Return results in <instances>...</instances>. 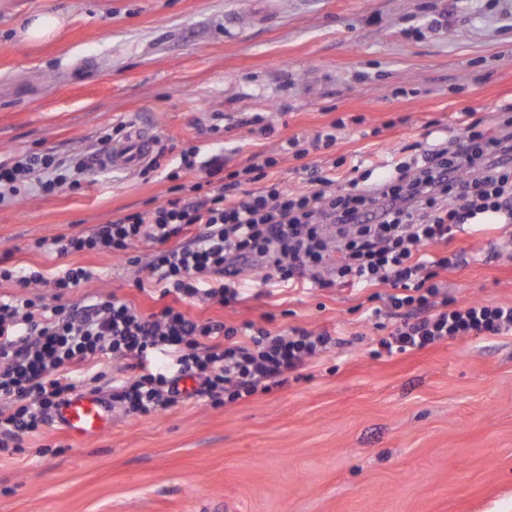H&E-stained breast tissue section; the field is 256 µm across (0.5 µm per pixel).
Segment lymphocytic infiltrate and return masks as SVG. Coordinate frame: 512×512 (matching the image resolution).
Masks as SVG:
<instances>
[{"label":"lymphocytic infiltrate","instance_id":"obj_1","mask_svg":"<svg viewBox=\"0 0 512 512\" xmlns=\"http://www.w3.org/2000/svg\"><path fill=\"white\" fill-rule=\"evenodd\" d=\"M473 114L463 111V137L418 147L407 163L387 159L376 182L352 178L344 187L334 170L307 161L310 149L335 145L339 121L313 138L286 139L282 151L300 160L308 185L301 192L263 186L274 157L259 152L229 172L221 156L201 162L192 147L182 154L181 170L166 174L172 187L165 202L90 232L37 240L35 249L59 256L93 252L126 261L137 244L154 245L136 285L157 288L175 302L148 315L114 294L53 305L36 288L51 283L60 299L95 279L96 271L66 267L47 276L34 268L0 270V278L18 289L0 297V454L19 451L74 391L103 378L107 359L122 362L107 378L110 399L133 416L192 400L220 407L283 385L287 373L329 349V334L302 327L275 333L251 322L229 326L183 309L238 301L241 276L253 267L265 269L264 282L273 287L296 290L309 282L371 289L369 318L387 310L401 314L378 341L382 354L512 333V305L449 307L436 277L460 256L430 251L464 226L481 232L512 223V104L499 108L491 130H480ZM89 166L81 160L66 171L52 155H26L0 162V189L14 194L31 180L45 195L75 189ZM185 172L196 173L195 182L181 183ZM379 285L390 286V294H376ZM187 378L197 388L181 389Z\"/></svg>","mask_w":512,"mask_h":512}]
</instances>
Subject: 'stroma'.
Wrapping results in <instances>:
<instances>
[{
    "mask_svg": "<svg viewBox=\"0 0 512 512\" xmlns=\"http://www.w3.org/2000/svg\"><path fill=\"white\" fill-rule=\"evenodd\" d=\"M63 14L60 35L17 33ZM512 102V0H0V160L50 153L74 163L137 122L162 163L182 150L228 168L281 141L345 124L309 160L348 179L430 138L460 132L471 107L492 123ZM269 114L263 137L238 123ZM158 173L91 168L82 189L22 191L0 202V267L85 266L75 290L116 294L142 313L137 268L94 253L33 250L44 237L92 230L163 201ZM512 231L455 233L436 254L463 253L438 280L456 304H512ZM248 269L229 306L191 304L200 320L341 340L300 380L219 408L188 402L129 416L77 439L61 424L0 454V512H512V335L467 336L372 357L380 336L368 291L267 287Z\"/></svg>",
    "mask_w": 512,
    "mask_h": 512,
    "instance_id": "1",
    "label": "stroma"
}]
</instances>
